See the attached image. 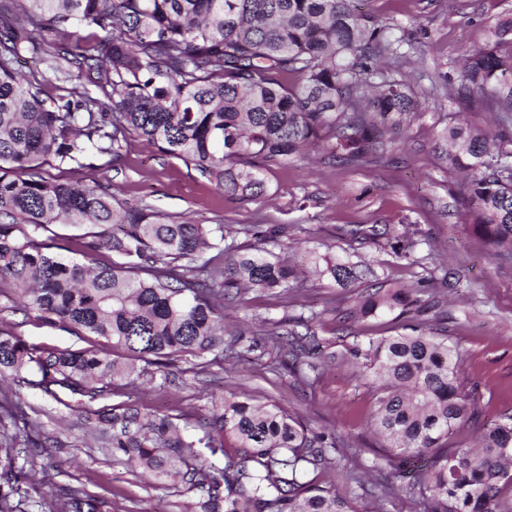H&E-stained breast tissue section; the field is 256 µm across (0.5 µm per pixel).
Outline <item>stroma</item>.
Wrapping results in <instances>:
<instances>
[{"mask_svg":"<svg viewBox=\"0 0 512 512\" xmlns=\"http://www.w3.org/2000/svg\"><path fill=\"white\" fill-rule=\"evenodd\" d=\"M357 5L390 26L395 36L410 37L423 49L389 71L426 101L408 124L392 132L391 150L368 155L354 169L319 155L270 167L263 173L267 195L249 201L225 195L180 159L136 138L124 146L119 160L91 153L65 166L62 175L72 181L111 183L120 201L148 204L164 217L196 224L287 225L292 258L308 273L309 288L290 308L269 296L225 305L224 324L231 330L251 314L274 322L289 313L322 308L333 297L347 306L365 292V285L344 288L314 275L316 252L359 256L372 264L386 286L413 281L415 268L390 249L342 234L356 224L396 231L411 226L429 240L438 267L456 283L448 292V334L460 348L466 376L480 386L481 419L486 422L512 407V265L495 261L491 247L470 231L465 185L442 154L439 134L461 120L478 131L491 128L493 114L483 97L458 93L457 68L461 58L487 43L496 21L512 16V0H357ZM1 327L39 347L78 350L86 345L67 329L26 316L4 283ZM186 367V362H177L171 385H136L133 402L145 412L159 409L175 415L188 409L204 412L215 396L253 398L297 414L310 428L350 436L361 459L369 461L383 452V440L371 429L373 393L356 379L351 366L332 367L311 388L251 360L214 364L197 375ZM35 376V371L26 372L16 391L24 412L56 442L46 449L43 467L28 490L43 512H50L66 488L94 493L108 512H189L193 494L113 460L97 447L84 416L31 386Z\"/></svg>","mask_w":512,"mask_h":512,"instance_id":"obj_1","label":"stroma"}]
</instances>
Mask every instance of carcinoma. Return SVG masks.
<instances>
[{"label": "carcinoma", "mask_w": 512, "mask_h": 512, "mask_svg": "<svg viewBox=\"0 0 512 512\" xmlns=\"http://www.w3.org/2000/svg\"><path fill=\"white\" fill-rule=\"evenodd\" d=\"M81 28L92 34H78ZM403 44L421 51L355 0H0V283L12 284L22 311L88 342L75 351L38 350L1 328L0 379L36 368L35 385L58 402L61 393L75 401L112 457L183 486L197 512H356L349 495L319 476L343 465L357 496L384 500L395 492L392 482L363 477L383 461L395 478L421 463L404 486L416 512H512V500L503 499L512 493V407L482 424L475 446H448L459 423L480 418L482 394L464 376L462 354L444 327L453 283L436 275L439 267L409 287L369 288L347 308L333 298L321 313L285 316L262 341L226 336L224 305L251 293L286 301L303 288L280 240L286 229L166 220L147 205H123L108 186L47 170L90 152L116 160L131 137L246 200L267 193L266 168L309 149L354 168L422 107L405 82L386 75ZM48 48L77 70L66 72L76 83L63 103L14 68L20 57ZM100 73L108 86L102 100L81 82ZM459 82L481 93L508 130L512 17L466 57ZM440 141L448 163L471 175L469 228L497 259L511 262L512 152L491 150L465 124L445 128ZM29 224L91 228L78 242L87 262L50 252L52 245L28 235ZM241 233L258 245L244 248ZM350 234L384 241L411 265L435 261L431 252L417 255L420 242L407 226ZM314 263L319 276L343 287L374 275L346 256L316 254ZM418 292L427 298L412 297ZM420 302L417 322L391 336H355L338 350L317 333L324 313L342 328L384 312L402 316ZM249 354L309 387L330 364H351L375 391L373 420L385 453L360 463L347 437L312 430L276 404L235 396L212 400L192 433L187 414L143 412L123 401L93 407L141 376L167 385L182 359L196 360L202 372ZM17 409L13 391L1 387L0 512H25L22 486L48 441L36 424L18 425ZM226 436L237 442L232 454ZM103 507L82 488L59 499L55 512Z\"/></svg>", "instance_id": "obj_1"}]
</instances>
